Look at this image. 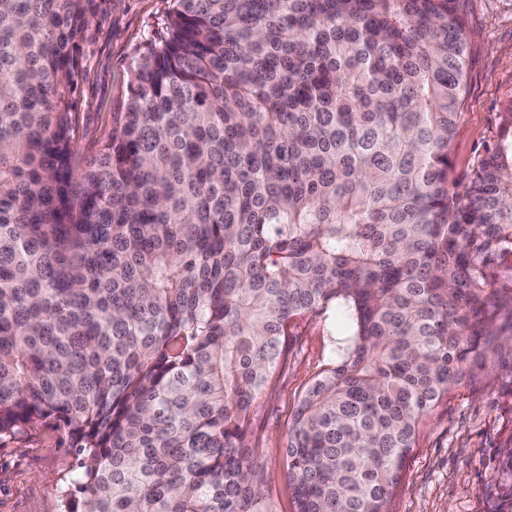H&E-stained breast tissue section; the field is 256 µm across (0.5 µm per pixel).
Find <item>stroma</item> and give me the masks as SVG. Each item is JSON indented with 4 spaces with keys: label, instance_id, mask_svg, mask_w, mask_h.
Instances as JSON below:
<instances>
[{
    "label": "stroma",
    "instance_id": "1",
    "mask_svg": "<svg viewBox=\"0 0 512 512\" xmlns=\"http://www.w3.org/2000/svg\"><path fill=\"white\" fill-rule=\"evenodd\" d=\"M172 0H92L80 44L79 147L94 153L124 111L133 60L156 37ZM470 33L462 118L451 144L457 177L512 129V0H469ZM333 318L294 324L288 358L256 402V454L269 475L272 512H293L284 478L288 422L298 396L329 360ZM512 448V349L460 384L419 428L390 512H503L512 481L500 462ZM74 458L63 432L41 423L0 442V512H58V479Z\"/></svg>",
    "mask_w": 512,
    "mask_h": 512
}]
</instances>
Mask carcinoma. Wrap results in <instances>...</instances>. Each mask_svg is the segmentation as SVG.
<instances>
[{
    "label": "carcinoma",
    "mask_w": 512,
    "mask_h": 512,
    "mask_svg": "<svg viewBox=\"0 0 512 512\" xmlns=\"http://www.w3.org/2000/svg\"><path fill=\"white\" fill-rule=\"evenodd\" d=\"M90 2L0 0V441L63 425L60 512H271L254 405L330 311L295 512H389L512 330V138L463 181L450 158L464 0H173L85 159Z\"/></svg>",
    "instance_id": "cac0c4a2"
}]
</instances>
